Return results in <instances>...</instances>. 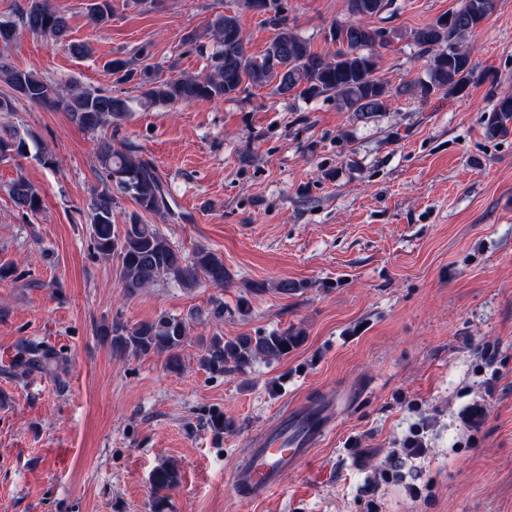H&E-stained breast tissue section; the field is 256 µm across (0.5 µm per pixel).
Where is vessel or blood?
I'll list each match as a JSON object with an SVG mask.
<instances>
[{"label": "vessel or blood", "mask_w": 512, "mask_h": 512, "mask_svg": "<svg viewBox=\"0 0 512 512\" xmlns=\"http://www.w3.org/2000/svg\"><path fill=\"white\" fill-rule=\"evenodd\" d=\"M332 423V407L321 402L296 406L274 417L250 440L248 460L233 476L239 496L248 502L266 498L292 472L298 458L318 447Z\"/></svg>", "instance_id": "obj_1"}]
</instances>
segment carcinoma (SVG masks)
Wrapping results in <instances>:
<instances>
[{
  "label": "carcinoma",
  "mask_w": 512,
  "mask_h": 512,
  "mask_svg": "<svg viewBox=\"0 0 512 512\" xmlns=\"http://www.w3.org/2000/svg\"><path fill=\"white\" fill-rule=\"evenodd\" d=\"M392 3L393 0H346L348 18L333 26L339 37L330 39L335 44L331 52L314 50L311 42L288 22L281 0H273L274 15L266 18V22L274 33L258 56L248 52L239 15L233 11L214 15L202 32H192L186 37L201 50L206 48L203 38L213 43V51L208 55L210 71L203 76L159 80L148 66L136 68L133 59L124 57L108 60L105 67L119 82L137 80L139 102L143 107H173L197 100L223 102L237 99L252 87H269L274 95L308 101L329 95L338 110L351 112L363 122L387 111L397 95L412 94L427 99L440 93L460 99L476 78L495 86V76L479 70L464 42L493 14L497 0H461L460 7L449 12L450 20L438 18L413 30L412 40L427 54L426 68L422 76L395 88L378 75L376 49L382 47V32L368 23ZM111 16L110 0H94L90 7L93 24H104ZM23 28L67 43L68 51L76 57L89 54L88 45L67 41L68 18L51 0H30L27 7L19 11L17 21L0 22V49L12 45ZM0 75L15 92L13 97H0L1 114L14 111L15 99L21 98L46 109H61L80 128L96 132L123 120L133 111L130 99L119 94L79 85L63 87L2 60ZM509 135H512V93L505 92L495 96L492 115L484 125V136L495 140ZM26 152L27 143L18 130H0L1 156ZM97 158L105 181L91 206L94 246L104 257L119 252L122 257L120 278L127 295H135L163 279H173L185 286L202 280L219 288L231 281L224 260L216 253L201 247L188 263L158 228L144 223L138 214L131 216L123 232H118L112 224L116 198H132L144 213L170 215L171 197L154 164L139 155L114 150L104 141ZM10 192L25 212L35 213L41 209L40 191L28 181L22 178L14 181ZM304 287L300 281L279 279L252 281L246 285V290L251 296L264 294L269 289L290 295ZM102 335L111 337L112 350L117 353L163 355L167 371L179 373L182 370L181 351L188 340V325L183 318L161 314L131 326L115 322L103 328ZM304 341L305 336L293 327L259 336H212L201 341L198 361L213 374L224 373L231 364L243 372L257 359L280 360L288 356ZM209 426L218 436L236 431L234 420L221 413L210 417ZM177 482L178 473L171 467L160 466L153 471L151 484L156 494L157 512H164V492Z\"/></svg>",
  "instance_id": "1"
}]
</instances>
